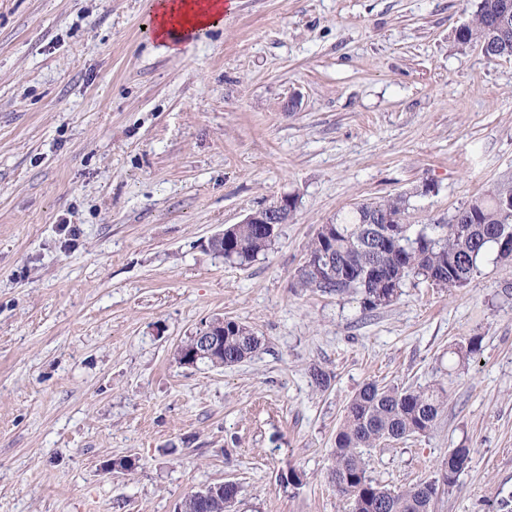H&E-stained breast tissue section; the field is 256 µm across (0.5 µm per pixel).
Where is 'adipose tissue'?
Listing matches in <instances>:
<instances>
[{
	"mask_svg": "<svg viewBox=\"0 0 512 512\" xmlns=\"http://www.w3.org/2000/svg\"><path fill=\"white\" fill-rule=\"evenodd\" d=\"M227 8L226 0H150L152 35L170 51H177L184 33L223 24Z\"/></svg>",
	"mask_w": 512,
	"mask_h": 512,
	"instance_id": "1",
	"label": "adipose tissue"
}]
</instances>
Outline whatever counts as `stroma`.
Returning a JSON list of instances; mask_svg holds the SVG:
<instances>
[{
	"label": "stroma",
	"instance_id": "35a3bbf8",
	"mask_svg": "<svg viewBox=\"0 0 512 512\" xmlns=\"http://www.w3.org/2000/svg\"><path fill=\"white\" fill-rule=\"evenodd\" d=\"M477 3L237 0L169 53L145 0H0V512H178L228 481L236 512H349L334 439L372 381L448 391L430 432L365 449L373 480L434 478L466 447L431 512L512 501V263L408 277L372 311L297 286L354 203L404 197L419 228L512 182V59L452 42ZM285 195L265 254L207 251ZM218 317L261 349L180 364Z\"/></svg>",
	"mask_w": 512,
	"mask_h": 512
}]
</instances>
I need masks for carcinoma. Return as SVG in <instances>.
<instances>
[{
	"label": "carcinoma",
	"instance_id": "1",
	"mask_svg": "<svg viewBox=\"0 0 512 512\" xmlns=\"http://www.w3.org/2000/svg\"><path fill=\"white\" fill-rule=\"evenodd\" d=\"M507 0H479L471 18L453 32V44L459 50L478 46L490 60L512 57V17L507 28L494 26ZM512 195V185L498 183L466 208L469 224L425 225L416 230L406 223V204L401 198L356 203L339 218L336 237L328 241L318 233L312 239L305 266L297 284L306 290L327 294L354 293L362 296L363 307L373 310L397 299L394 288H366L364 280L396 279L403 282L413 274L438 288H458L478 272V260L494 247L493 238L506 228L512 230V210H504L499 200ZM376 210L389 217V224L403 230L399 239H391L377 252L364 249L359 240L362 222ZM235 249L224 250V260L249 263L265 253L272 239L255 234L253 226L235 231ZM336 252V278L320 279L310 270L327 250ZM261 340L245 324L224 320V365L239 363L257 351ZM448 400L443 384L418 389H399L377 383L364 385L349 401L344 421L335 437V467L331 476L337 492L350 500L351 512H431L440 487H452L466 468L470 449L452 448L438 469V478L420 480L402 490L385 488L367 475L362 449L384 441H398L429 431ZM239 494V487L228 482L217 497H188L183 512H220L222 505Z\"/></svg>",
	"mask_w": 512,
	"mask_h": 512
}]
</instances>
